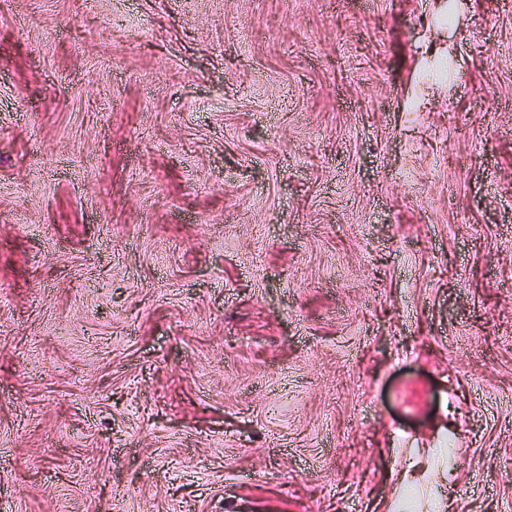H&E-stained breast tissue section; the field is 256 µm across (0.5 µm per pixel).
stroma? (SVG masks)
<instances>
[{
	"label": "stroma",
	"instance_id": "35a3bbf8",
	"mask_svg": "<svg viewBox=\"0 0 512 512\" xmlns=\"http://www.w3.org/2000/svg\"><path fill=\"white\" fill-rule=\"evenodd\" d=\"M429 494L512 512V0H0V512Z\"/></svg>",
	"mask_w": 512,
	"mask_h": 512
}]
</instances>
